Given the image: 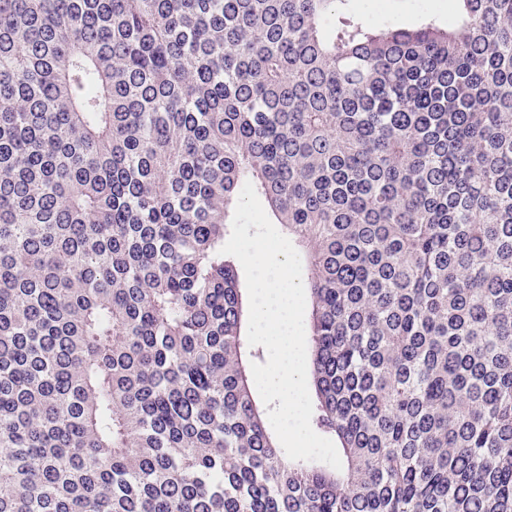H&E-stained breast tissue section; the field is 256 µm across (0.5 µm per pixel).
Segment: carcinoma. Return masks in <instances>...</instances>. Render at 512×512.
Listing matches in <instances>:
<instances>
[{"instance_id": "obj_1", "label": "carcinoma", "mask_w": 512, "mask_h": 512, "mask_svg": "<svg viewBox=\"0 0 512 512\" xmlns=\"http://www.w3.org/2000/svg\"><path fill=\"white\" fill-rule=\"evenodd\" d=\"M248 181L339 470L254 398ZM0 512H512V0H0ZM374 2L379 3L378 10L374 9ZM349 5L354 12L402 25L416 23L424 12L448 21V0H350Z\"/></svg>"}]
</instances>
